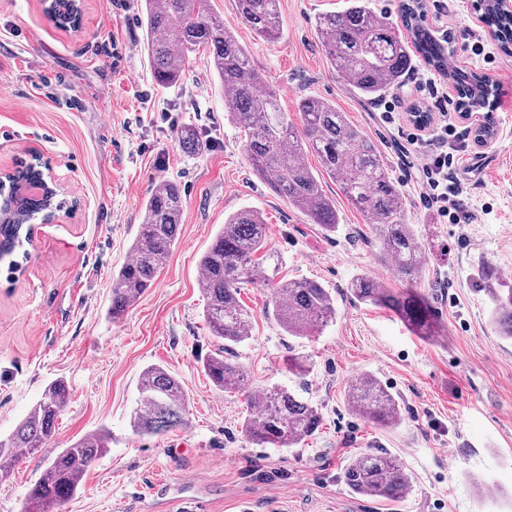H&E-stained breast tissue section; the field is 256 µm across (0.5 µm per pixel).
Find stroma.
I'll list each match as a JSON object with an SVG mask.
<instances>
[{"label":"stroma","instance_id":"stroma-1","mask_svg":"<svg viewBox=\"0 0 512 512\" xmlns=\"http://www.w3.org/2000/svg\"><path fill=\"white\" fill-rule=\"evenodd\" d=\"M142 4L84 0L79 28L64 29L41 0H0V171L42 158L77 204L56 223L36 224L20 271L0 267V435L14 430L49 382L64 380L71 392L54 439L0 482V512H19L48 463L100 431L112 436L108 451L62 512H162L178 499L194 501L197 512H512V341L498 337L489 300L476 289L486 264L512 284V55L490 36L474 0H424L430 26L451 36L454 64L481 72L497 90L494 110L479 113L495 138L480 145L466 137L450 170L471 216L466 224L440 223L425 203L420 155L404 136L413 108L437 110L420 81L431 76L447 90L445 76L420 61L387 91L400 117L394 126L382 119V99L362 97L325 57L315 19L341 0H280L274 42L238 23L235 0H209L234 25L290 122L313 96L336 105L374 142L426 247L412 288L434 313L428 339L352 294L361 275L410 287L339 182L323 183L339 221L328 233L254 173L208 53L191 55L180 84L155 83ZM479 50L492 57L483 69ZM187 127L199 151L179 146ZM165 180L180 186L185 201L177 244L152 286L111 320L112 274L130 258L144 199ZM243 209L262 216L268 246L283 258L280 278L318 281L331 292L336 317L293 337L277 324L266 283L242 288L251 327L231 357L249 384L224 392L201 368L217 342L203 317L199 261L225 218ZM292 355L308 359V373L289 372ZM151 365L180 380L188 413L180 427L141 436L130 415ZM361 374L397 397V426H376L350 407L346 387ZM271 386L320 413L319 429L298 447L261 448L242 431L248 391ZM362 453L397 457L411 478L408 494L382 501L351 493L342 472Z\"/></svg>","mask_w":512,"mask_h":512}]
</instances>
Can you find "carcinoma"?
Wrapping results in <instances>:
<instances>
[{
    "label": "carcinoma",
    "mask_w": 512,
    "mask_h": 512,
    "mask_svg": "<svg viewBox=\"0 0 512 512\" xmlns=\"http://www.w3.org/2000/svg\"><path fill=\"white\" fill-rule=\"evenodd\" d=\"M421 0H399L400 22L383 20L370 0H346L333 12L318 15L315 27L331 66L346 84L368 98H377L400 85L420 59L448 74L463 110L490 107L494 90L489 81L471 73H448L447 55L433 47L426 32L416 35L423 20ZM488 21L501 34L503 48L512 47V14L487 0ZM238 19L267 40L280 34L279 0H236ZM46 14L61 26L76 24L78 0H46ZM146 50L154 80L162 86L182 81L185 62L203 49L225 90L230 94L229 117L246 134L244 150L253 171L280 197L303 211L311 223L329 232L338 224L336 204L323 190L320 175L307 163V153L319 159L322 173L338 181L347 199L371 221L382 255L392 259L399 278L413 284L423 271L426 255L415 225L405 219L404 195L388 174L375 144L346 114L315 97L299 104L301 128L288 122L275 91L252 65L233 28L211 14L207 0H145ZM45 180L41 166L20 163L0 184V258L12 256L30 241L32 223L47 220L67 207L58 190L48 185L40 193L17 189ZM184 209L178 184H158L143 202V220L131 245L132 259L112 275V320L120 319L151 286L177 241ZM267 224L254 210H241L224 220L212 245L203 254L204 317L219 348L203 360L215 387L241 390L247 374L224 357L248 338L250 315L241 304V288L262 281L272 288L276 319L290 336L304 337L336 315L335 301L313 280H278L281 257L266 249ZM354 296L394 311L415 333L429 337L427 308L410 292L395 293L372 278L352 284ZM490 320L498 334L512 340V288H487ZM139 399L131 427L140 435H155L185 423L186 397L180 382L159 366L147 368L139 381ZM350 405L372 423L393 427L400 420L395 396L372 375L351 381ZM255 416L244 421L245 435L256 445L293 448L319 427L317 408L283 388L272 386L256 395ZM68 400V388L55 380L47 384L27 417L0 437V481L7 479L25 451L44 447ZM110 437L96 433L63 449L29 490L21 512H61L77 492L85 473L107 450ZM342 479L354 494L395 501L409 489L410 478L401 461L387 454H363L344 468Z\"/></svg>",
    "instance_id": "obj_1"
}]
</instances>
